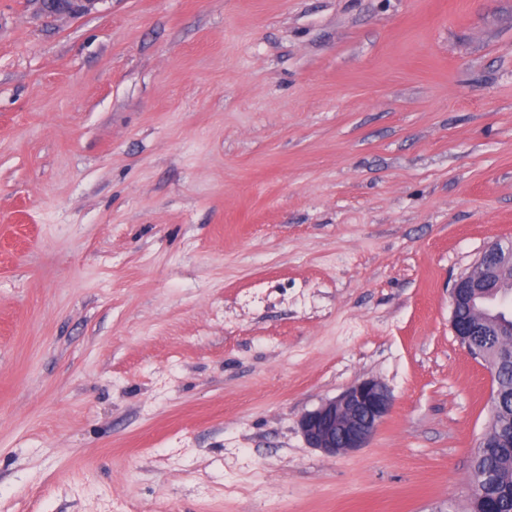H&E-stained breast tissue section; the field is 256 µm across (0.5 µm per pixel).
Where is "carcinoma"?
Returning <instances> with one entry per match:
<instances>
[{"instance_id": "1", "label": "carcinoma", "mask_w": 512, "mask_h": 512, "mask_svg": "<svg viewBox=\"0 0 512 512\" xmlns=\"http://www.w3.org/2000/svg\"><path fill=\"white\" fill-rule=\"evenodd\" d=\"M500 396L491 408L489 432L473 452L468 512H512V362L498 368Z\"/></svg>"}]
</instances>
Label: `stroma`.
<instances>
[{
  "label": "stroma",
  "mask_w": 512,
  "mask_h": 512,
  "mask_svg": "<svg viewBox=\"0 0 512 512\" xmlns=\"http://www.w3.org/2000/svg\"><path fill=\"white\" fill-rule=\"evenodd\" d=\"M512 241V0H0V512H448ZM392 408L329 457L307 411ZM51 0H40L41 12L50 17L76 16L87 10L97 0H59L55 6H50ZM511 270V278H503V272ZM485 288L498 289L495 294L483 291ZM512 288V242L503 245L492 243L474 262L470 270L454 280L450 289L451 329L456 338L464 345L472 341V336H495L496 325L501 318L511 316V296L509 306L508 292ZM466 305L471 312L487 320L493 326L480 332L469 323H463L457 316L459 305ZM478 332V333H477ZM499 347L510 357L512 349V326H503L500 336H495ZM468 348V347H467ZM391 395L374 379L362 380L298 419L309 448L338 456L365 448L389 413Z\"/></svg>",
  "instance_id": "1"
}]
</instances>
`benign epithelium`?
<instances>
[{
    "label": "benign epithelium",
    "instance_id": "7a95c632",
    "mask_svg": "<svg viewBox=\"0 0 512 512\" xmlns=\"http://www.w3.org/2000/svg\"><path fill=\"white\" fill-rule=\"evenodd\" d=\"M94 2L58 0L52 7L48 0H40V10L50 17L76 16ZM508 269L512 270V242L506 245L495 242L483 251L469 271L454 280L450 289L451 329L460 342L467 345L473 336H493L495 330L477 331L461 322L457 316L459 305L468 306L493 327L501 318L512 314L508 296L512 291V278H503V272ZM390 407L391 395L387 388L374 379H366L302 414L298 427L308 447L335 457L366 447Z\"/></svg>",
    "mask_w": 512,
    "mask_h": 512
}]
</instances>
